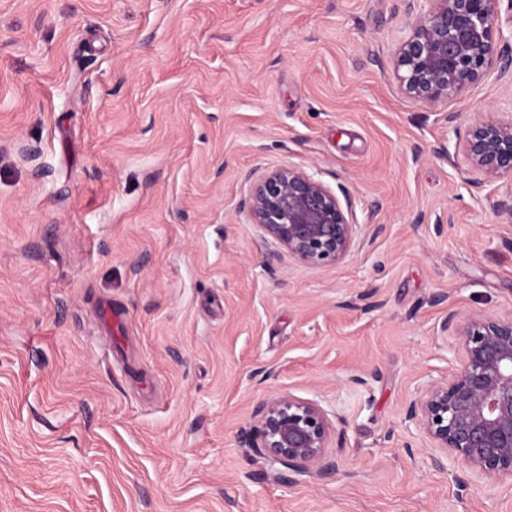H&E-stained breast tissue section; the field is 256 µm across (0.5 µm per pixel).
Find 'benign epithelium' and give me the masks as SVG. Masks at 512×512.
<instances>
[{"label":"benign epithelium","mask_w":512,"mask_h":512,"mask_svg":"<svg viewBox=\"0 0 512 512\" xmlns=\"http://www.w3.org/2000/svg\"><path fill=\"white\" fill-rule=\"evenodd\" d=\"M395 52L396 71L410 98L433 104L463 93L491 70L512 69L495 52L499 0H428ZM474 170L512 175V120L472 126L464 143ZM253 223L299 261L335 265L350 252L354 225L320 180L295 167L276 169L253 184ZM461 350L454 378L433 384L406 409V419L435 447L487 477H512V316L448 315L443 325ZM241 441L294 470L327 465L330 431L315 402L278 396L260 403Z\"/></svg>","instance_id":"obj_1"}]
</instances>
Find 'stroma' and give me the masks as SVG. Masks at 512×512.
Masks as SVG:
<instances>
[{
  "instance_id": "stroma-1",
  "label": "stroma",
  "mask_w": 512,
  "mask_h": 512,
  "mask_svg": "<svg viewBox=\"0 0 512 512\" xmlns=\"http://www.w3.org/2000/svg\"><path fill=\"white\" fill-rule=\"evenodd\" d=\"M414 16L0 0V512H512V478L437 470L405 419L459 367L449 313L512 314V177L464 151L512 119V73L408 98ZM283 166L348 203L339 264L253 224V184ZM288 394L324 410L331 469L241 443Z\"/></svg>"
}]
</instances>
